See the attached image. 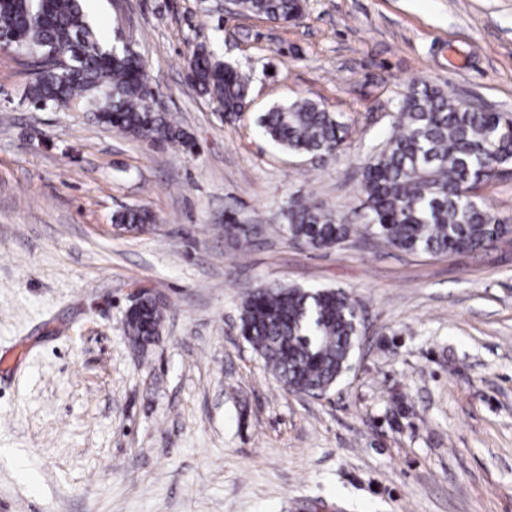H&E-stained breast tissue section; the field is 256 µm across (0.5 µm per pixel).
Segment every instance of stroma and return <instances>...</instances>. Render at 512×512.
<instances>
[{"mask_svg": "<svg viewBox=\"0 0 512 512\" xmlns=\"http://www.w3.org/2000/svg\"><path fill=\"white\" fill-rule=\"evenodd\" d=\"M85 4L194 147L35 110L0 51V512H512V233L477 253L359 232L317 251L283 216L311 195L357 223L360 163L412 82L512 113V0H306L296 25L219 0ZM205 37L254 76L232 124L186 79ZM298 97L340 114L336 160L259 134ZM139 206L154 228L113 224ZM230 210L263 226L249 250L224 234ZM274 284L364 309L323 397L284 392L238 332L243 291ZM139 289L164 305L144 353L124 328Z\"/></svg>", "mask_w": 512, "mask_h": 512, "instance_id": "35a3bbf8", "label": "stroma"}]
</instances>
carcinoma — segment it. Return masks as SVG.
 I'll return each mask as SVG.
<instances>
[{"instance_id":"obj_1","label":"carcinoma","mask_w":512,"mask_h":512,"mask_svg":"<svg viewBox=\"0 0 512 512\" xmlns=\"http://www.w3.org/2000/svg\"><path fill=\"white\" fill-rule=\"evenodd\" d=\"M240 14L296 23L304 0H235ZM0 31L26 59L27 98L36 110L92 112L98 122L157 146L187 145L188 137L165 114L151 110V85L143 61L98 37L80 0H0ZM190 82L215 101L224 122L237 121L252 78L204 43L188 60ZM262 135L281 150L333 160L348 133L340 116L320 102L297 98L258 118ZM512 165V114L468 105L441 87L413 83L398 101L389 135L361 164L364 196L360 223L373 238L409 253H473L510 232L471 193ZM288 234L313 250L345 241L351 225L312 196L288 203ZM143 228L154 223L141 207L112 218ZM162 308L147 294L126 315L138 347L155 342ZM363 313L335 288L256 286L244 293L239 334L289 394L322 397L351 369Z\"/></svg>"}]
</instances>
